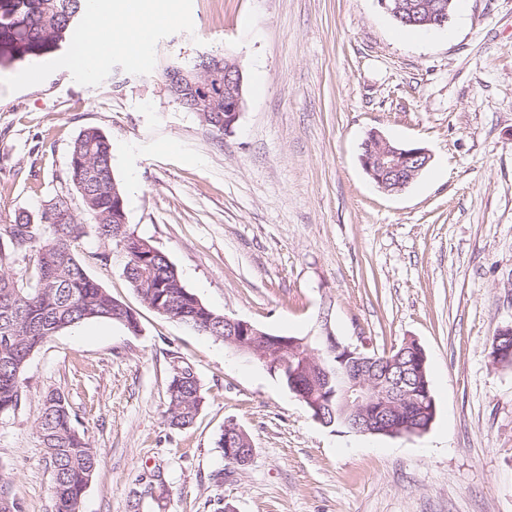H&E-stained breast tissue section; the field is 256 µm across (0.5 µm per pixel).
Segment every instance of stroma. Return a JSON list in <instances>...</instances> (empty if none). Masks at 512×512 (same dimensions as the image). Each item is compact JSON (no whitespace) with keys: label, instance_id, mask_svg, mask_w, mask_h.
Returning <instances> with one entry per match:
<instances>
[{"label":"stroma","instance_id":"1","mask_svg":"<svg viewBox=\"0 0 512 512\" xmlns=\"http://www.w3.org/2000/svg\"><path fill=\"white\" fill-rule=\"evenodd\" d=\"M166 2L151 69L122 45L90 77L62 50L0 70V225L62 191L83 214L69 151L100 128L129 232L203 303L314 347L326 327L379 353L416 340L436 416L414 436L323 426L266 364L147 307L122 248L90 231L79 259L140 330L87 322L29 359L24 403L0 418L22 512H55L35 428L52 390L99 456L80 512H512V368L490 357L512 325V0H463L405 43L378 0ZM201 53L243 74L242 115L220 136L164 86ZM372 130L431 155L401 192L362 166ZM176 365L202 387L185 429L166 415ZM230 422L251 439L246 465L216 446ZM154 473L159 503L142 493Z\"/></svg>","mask_w":512,"mask_h":512}]
</instances>
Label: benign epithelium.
Here are the masks:
<instances>
[{
  "instance_id": "7a95c632",
  "label": "benign epithelium",
  "mask_w": 512,
  "mask_h": 512,
  "mask_svg": "<svg viewBox=\"0 0 512 512\" xmlns=\"http://www.w3.org/2000/svg\"><path fill=\"white\" fill-rule=\"evenodd\" d=\"M386 12L404 22L442 27L448 21L449 3L446 0H379ZM206 64L197 80L172 67L165 77V88L172 96L189 100L203 112L222 115L224 129H231L239 120L244 107L243 76L238 63L229 57L205 56ZM430 158L421 147H395L380 134H375L374 151L362 159L375 177L379 188L388 193L404 189L422 170H410L404 162ZM323 348L312 349L306 340L278 336L258 328L249 321L224 316V344L251 355L268 365H279L288 358L300 360L296 374L306 379L297 386V397L310 407H318L332 384L333 375L342 381V400L350 413L352 429L363 434L389 436L416 435L425 431L419 423L420 415H436L435 402L420 400V390L411 388L405 379L408 373L417 372L426 362V353L419 344L405 342L411 347L409 359L402 363L400 356L389 360V365H400L394 376L390 371H375L374 360L360 349L344 345L324 329ZM496 366L512 364V325L497 331L495 353L491 356ZM240 427H224L226 458L244 465L252 453H244L231 445V436Z\"/></svg>"
}]
</instances>
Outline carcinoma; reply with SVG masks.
<instances>
[{"label": "carcinoma", "instance_id": "carcinoma-1", "mask_svg": "<svg viewBox=\"0 0 512 512\" xmlns=\"http://www.w3.org/2000/svg\"><path fill=\"white\" fill-rule=\"evenodd\" d=\"M86 14V0H0V45L13 47V62L33 61L54 53L69 42L71 31ZM68 178L79 193L85 215L97 235L116 241L122 214L112 202L120 194L112 168V146L97 127L84 129L73 141ZM59 193L41 205L60 220L42 224L43 216L20 212L0 227V415L15 413L24 400L23 373L30 355L61 330L91 320H109L135 329L130 308L100 286L76 256L86 234L85 225ZM34 251L32 278L5 270L8 253ZM148 259L126 252L124 274L131 288L147 305L162 301V316L198 332L224 339V315L206 306L182 284L167 255L156 246ZM167 415L170 425L187 428L202 405L199 379L188 374L169 378ZM332 426L347 425L340 397L324 404ZM76 415L60 392L43 401L36 429L54 467L55 512H79L98 456L85 434L75 426ZM21 512L10 481L0 475V503Z\"/></svg>", "mask_w": 512, "mask_h": 512}]
</instances>
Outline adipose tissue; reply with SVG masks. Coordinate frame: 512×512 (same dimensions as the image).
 I'll list each match as a JSON object with an SVG mask.
<instances>
[{
  "instance_id": "adipose-tissue-1",
  "label": "adipose tissue",
  "mask_w": 512,
  "mask_h": 512,
  "mask_svg": "<svg viewBox=\"0 0 512 512\" xmlns=\"http://www.w3.org/2000/svg\"><path fill=\"white\" fill-rule=\"evenodd\" d=\"M90 12L94 15L108 14L112 18L111 24L92 29L80 30V37L85 38L93 49L117 46L122 43L126 35H134L137 39H144L150 32L149 4H142L138 12H130L126 0H114L113 4H106L105 0H87Z\"/></svg>"
}]
</instances>
